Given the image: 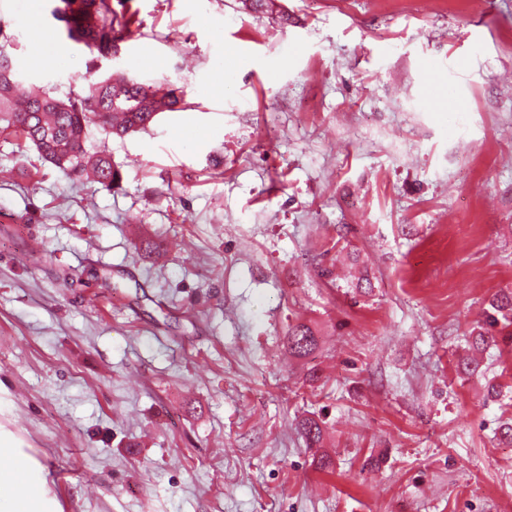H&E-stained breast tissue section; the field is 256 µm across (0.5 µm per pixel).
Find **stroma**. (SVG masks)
Segmentation results:
<instances>
[{"label": "stroma", "mask_w": 512, "mask_h": 512, "mask_svg": "<svg viewBox=\"0 0 512 512\" xmlns=\"http://www.w3.org/2000/svg\"><path fill=\"white\" fill-rule=\"evenodd\" d=\"M278 2L288 25L130 0L132 37L95 61L53 0H0L20 91L123 70L185 95L91 131L112 191L0 138V443L50 512H512V347L457 371L512 289V0ZM341 249L370 295L325 276ZM288 353L303 358L312 354L318 346V337L313 329L306 323L300 322L288 329L286 337ZM299 430L308 447H321L325 435L322 421L312 417L305 418L299 424Z\"/></svg>", "instance_id": "1"}]
</instances>
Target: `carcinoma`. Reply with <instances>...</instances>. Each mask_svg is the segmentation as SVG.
<instances>
[{
	"label": "carcinoma",
	"mask_w": 512,
	"mask_h": 512,
	"mask_svg": "<svg viewBox=\"0 0 512 512\" xmlns=\"http://www.w3.org/2000/svg\"><path fill=\"white\" fill-rule=\"evenodd\" d=\"M254 11L282 14L275 0H243ZM52 15L62 24L66 38L86 48L95 58H107L112 50L132 33L134 15L119 13L112 0H57ZM11 42L0 26V135H14L31 144L40 157L68 175L90 176L106 190L119 185L121 173L112 156L102 149L89 152L86 139L91 127L106 136L122 137L155 123L163 112H175L184 104L178 89L165 84H148L121 72L90 80L79 93L63 100L44 88L30 96L23 106L15 105L17 71L13 59L4 50ZM512 342V290L501 291L489 303L485 318L469 332L466 343L484 349L498 342ZM288 353L299 358L312 354L318 337L306 323L288 329ZM299 430L310 448L322 445L325 428L322 421L305 418Z\"/></svg>",
	"instance_id": "1"
}]
</instances>
